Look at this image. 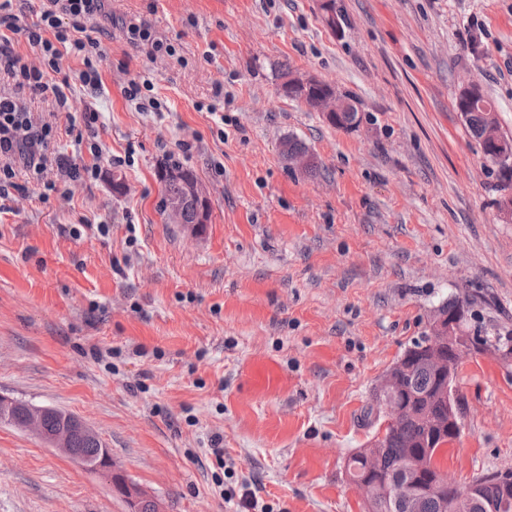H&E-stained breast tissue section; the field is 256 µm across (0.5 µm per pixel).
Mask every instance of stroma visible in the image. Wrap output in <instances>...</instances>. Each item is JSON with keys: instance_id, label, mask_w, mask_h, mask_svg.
I'll return each instance as SVG.
<instances>
[{"instance_id": "obj_1", "label": "stroma", "mask_w": 512, "mask_h": 512, "mask_svg": "<svg viewBox=\"0 0 512 512\" xmlns=\"http://www.w3.org/2000/svg\"><path fill=\"white\" fill-rule=\"evenodd\" d=\"M110 7L174 54L149 60L96 20L104 84L73 83L59 122L100 112L99 177L45 203L27 186L0 216V394L80 418L165 512H236L224 495L247 489L269 512H362L347 460L378 431L373 391L432 312L469 299L470 332L512 330L505 193L455 106L480 87L512 136V0ZM289 75L354 99L359 124L285 97ZM134 78L161 112L125 101ZM291 137L321 175L283 158ZM171 161L209 200L199 234L167 218ZM83 217L109 234L73 237ZM454 386L461 432L438 467L459 484L512 471V363L464 359ZM0 512L128 505L0 424Z\"/></svg>"}]
</instances>
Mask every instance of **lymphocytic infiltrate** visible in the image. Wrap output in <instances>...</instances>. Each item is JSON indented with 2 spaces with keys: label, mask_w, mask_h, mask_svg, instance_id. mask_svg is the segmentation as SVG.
I'll return each mask as SVG.
<instances>
[{
  "label": "lymphocytic infiltrate",
  "mask_w": 512,
  "mask_h": 512,
  "mask_svg": "<svg viewBox=\"0 0 512 512\" xmlns=\"http://www.w3.org/2000/svg\"><path fill=\"white\" fill-rule=\"evenodd\" d=\"M111 0H42L39 16L32 25L22 27L17 15L0 0V83L11 86L10 95H0V214L8 213L12 190L26 181L39 188L38 199L47 202L58 192L61 183L95 180V163L99 143L100 114L89 109L81 126L59 128L57 122L36 117L31 110L34 100L51 103L55 112L69 108V79L58 83L45 81V71H60L64 58L79 60L80 84L90 92L103 85L100 42L88 32L89 23L97 18L120 26L132 47L156 57L163 45L155 39L150 27L141 22L122 21L113 17ZM23 34L28 44L37 49L42 67L28 66L12 48L11 37ZM71 136L77 147L86 149L92 160L75 163L72 157L55 150L59 135Z\"/></svg>",
  "instance_id": "f902f5d3"
}]
</instances>
